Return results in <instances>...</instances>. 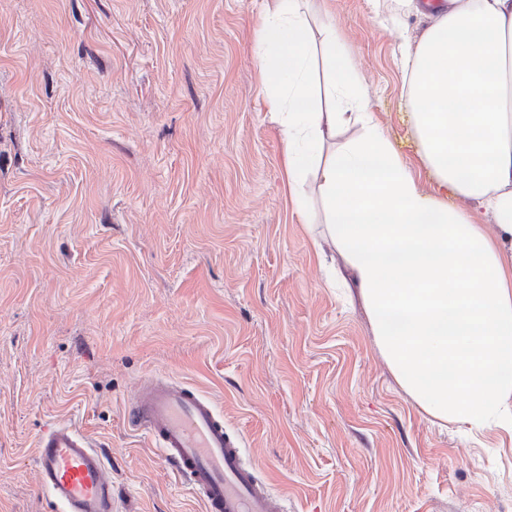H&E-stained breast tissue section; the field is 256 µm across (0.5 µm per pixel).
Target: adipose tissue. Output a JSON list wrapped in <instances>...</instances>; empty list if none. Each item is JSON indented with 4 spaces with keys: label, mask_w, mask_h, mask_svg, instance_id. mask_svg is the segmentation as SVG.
<instances>
[{
    "label": "adipose tissue",
    "mask_w": 512,
    "mask_h": 512,
    "mask_svg": "<svg viewBox=\"0 0 512 512\" xmlns=\"http://www.w3.org/2000/svg\"><path fill=\"white\" fill-rule=\"evenodd\" d=\"M396 2L432 19L399 45L430 188L316 0H260L261 95L296 212L320 215L400 386L437 420L512 429V0Z\"/></svg>",
    "instance_id": "1"
}]
</instances>
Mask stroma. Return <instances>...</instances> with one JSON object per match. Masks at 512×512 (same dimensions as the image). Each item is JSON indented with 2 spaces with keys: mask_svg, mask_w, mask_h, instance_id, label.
Instances as JSON below:
<instances>
[{
  "mask_svg": "<svg viewBox=\"0 0 512 512\" xmlns=\"http://www.w3.org/2000/svg\"><path fill=\"white\" fill-rule=\"evenodd\" d=\"M376 121L422 186L397 46L327 0ZM254 0H0V512L51 423L103 453L118 512H204L125 406L168 376L212 399L288 512H512V431L426 414L301 223L260 92Z\"/></svg>",
  "mask_w": 512,
  "mask_h": 512,
  "instance_id": "35a3bbf8",
  "label": "stroma"
}]
</instances>
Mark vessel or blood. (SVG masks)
Here are the masks:
<instances>
[{
    "mask_svg": "<svg viewBox=\"0 0 512 512\" xmlns=\"http://www.w3.org/2000/svg\"><path fill=\"white\" fill-rule=\"evenodd\" d=\"M132 425L158 446L204 512H288L244 442L224 425L213 401L183 383L143 378L128 406ZM39 483L63 512H115L112 477L102 453L72 426L58 423L35 442Z\"/></svg>",
    "mask_w": 512,
    "mask_h": 512,
    "instance_id": "obj_1",
    "label": "vessel or blood"
}]
</instances>
